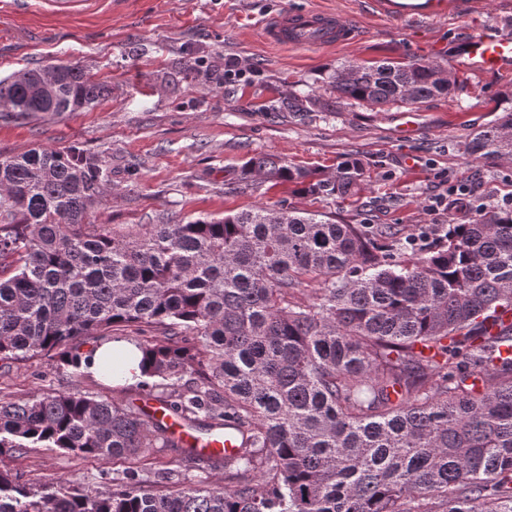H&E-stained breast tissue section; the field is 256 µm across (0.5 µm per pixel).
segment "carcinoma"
Masks as SVG:
<instances>
[{
    "label": "carcinoma",
    "mask_w": 512,
    "mask_h": 512,
    "mask_svg": "<svg viewBox=\"0 0 512 512\" xmlns=\"http://www.w3.org/2000/svg\"><path fill=\"white\" fill-rule=\"evenodd\" d=\"M339 97L373 107L448 97L458 79L432 62L336 67ZM110 87L77 63L0 79V107L79 112ZM465 144L512 158V91ZM309 196L345 197L362 175L249 158ZM112 169L79 145L0 157V361L52 354L82 376L88 340L131 341L143 392L174 417L237 444L185 447L122 400L81 392L0 398V458L30 448L141 460L174 453L112 487L65 478L35 489L0 470V512H512V211L426 229L424 247L388 224H337L268 207L173 224H93ZM148 327L155 335L119 336ZM112 352L103 372L123 374ZM224 471L173 480L182 464Z\"/></svg>",
    "instance_id": "obj_1"
}]
</instances>
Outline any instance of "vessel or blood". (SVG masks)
Returning a JSON list of instances; mask_svg holds the SVG:
<instances>
[{"label": "vessel or blood", "instance_id": "vessel-or-blood-1", "mask_svg": "<svg viewBox=\"0 0 512 512\" xmlns=\"http://www.w3.org/2000/svg\"><path fill=\"white\" fill-rule=\"evenodd\" d=\"M376 11L400 17H437L446 13L469 16L479 12L482 0H367ZM266 38L289 47H329L343 45L355 37L352 26L339 15L321 10L295 11L282 15L265 29ZM464 66L484 74L512 70V34L486 30L469 38L462 50ZM140 406L154 420L164 423L187 447L204 455L231 452L229 439L218 440L198 432L194 427L171 417L164 405L146 395Z\"/></svg>", "mask_w": 512, "mask_h": 512}]
</instances>
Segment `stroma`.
<instances>
[{
	"mask_svg": "<svg viewBox=\"0 0 512 512\" xmlns=\"http://www.w3.org/2000/svg\"><path fill=\"white\" fill-rule=\"evenodd\" d=\"M474 17L416 21L368 10L364 0H78L61 13L50 0L17 12L0 0V78L38 65L77 63L111 93L82 112L0 116V153L82 145L112 170V191L91 213L96 224H158L255 207L322 214L341 224H389L408 239L429 224H466L473 208L512 195V160L479 162L465 153L472 133L493 121L512 75L456 69L453 46L487 28L512 32V0H484ZM332 11L353 25V42L292 49L264 28L291 10ZM443 55H434L435 46ZM198 61L210 80L180 77ZM381 60L435 62L455 71L452 96L378 111L341 101L327 83L336 66ZM322 109L269 111L293 96ZM270 154L290 165L333 171L355 155L364 173L347 198L301 195L288 185L239 183L241 165ZM472 190L471 209L452 186ZM81 390L112 397V385L74 377L58 359L35 356L0 369V396ZM33 483L64 476L111 484L120 461L31 448L0 464Z\"/></svg>",
	"mask_w": 512,
	"mask_h": 512,
	"instance_id": "stroma-1",
	"label": "stroma"
}]
</instances>
